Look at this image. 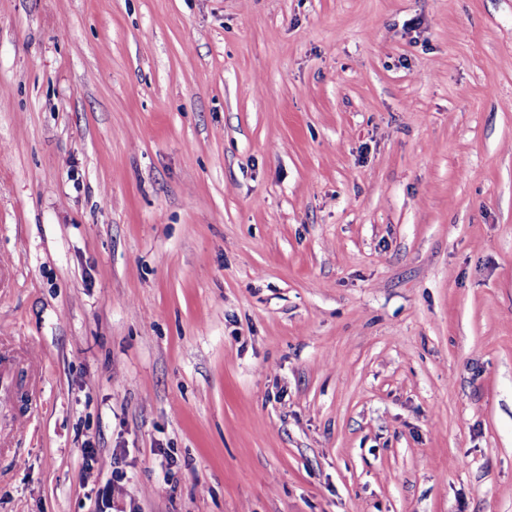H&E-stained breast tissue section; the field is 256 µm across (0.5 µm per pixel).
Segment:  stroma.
<instances>
[{
	"instance_id": "stroma-1",
	"label": "stroma",
	"mask_w": 512,
	"mask_h": 512,
	"mask_svg": "<svg viewBox=\"0 0 512 512\" xmlns=\"http://www.w3.org/2000/svg\"><path fill=\"white\" fill-rule=\"evenodd\" d=\"M0 512H512V0H0Z\"/></svg>"
}]
</instances>
